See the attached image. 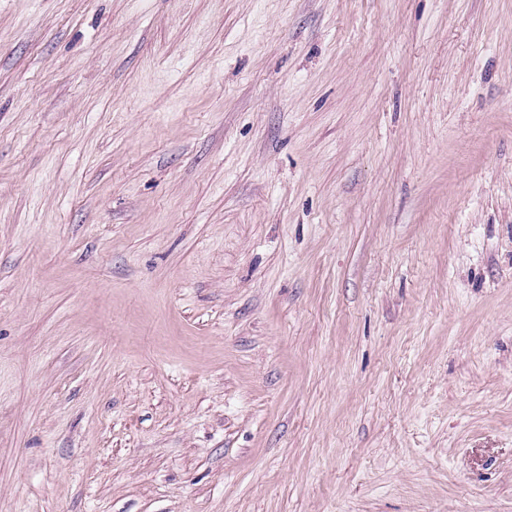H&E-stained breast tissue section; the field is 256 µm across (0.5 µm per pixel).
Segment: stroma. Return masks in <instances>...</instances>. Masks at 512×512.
I'll list each match as a JSON object with an SVG mask.
<instances>
[{
	"mask_svg": "<svg viewBox=\"0 0 512 512\" xmlns=\"http://www.w3.org/2000/svg\"><path fill=\"white\" fill-rule=\"evenodd\" d=\"M0 512H512V0H0Z\"/></svg>",
	"mask_w": 512,
	"mask_h": 512,
	"instance_id": "stroma-1",
	"label": "stroma"
}]
</instances>
